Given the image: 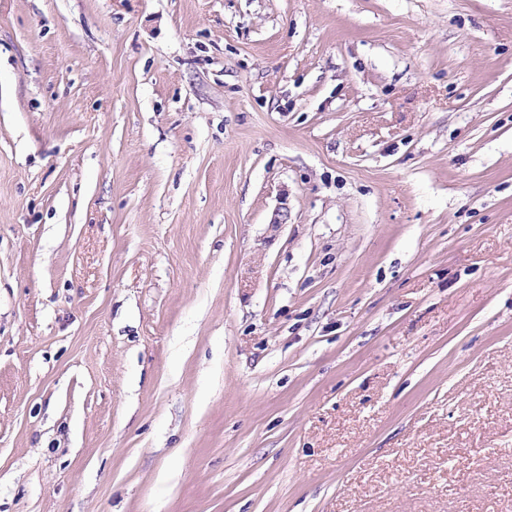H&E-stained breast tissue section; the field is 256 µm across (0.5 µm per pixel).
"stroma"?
Masks as SVG:
<instances>
[{"instance_id": "stroma-1", "label": "stroma", "mask_w": 512, "mask_h": 512, "mask_svg": "<svg viewBox=\"0 0 512 512\" xmlns=\"http://www.w3.org/2000/svg\"><path fill=\"white\" fill-rule=\"evenodd\" d=\"M0 512H512V0H0Z\"/></svg>"}]
</instances>
